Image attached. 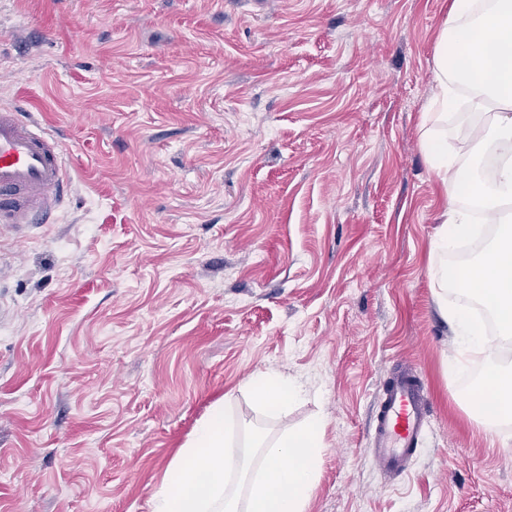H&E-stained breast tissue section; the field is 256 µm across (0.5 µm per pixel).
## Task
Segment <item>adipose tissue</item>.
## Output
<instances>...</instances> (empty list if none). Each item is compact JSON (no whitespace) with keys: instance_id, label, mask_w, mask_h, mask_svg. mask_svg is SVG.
<instances>
[{"instance_id":"adipose-tissue-1","label":"adipose tissue","mask_w":512,"mask_h":512,"mask_svg":"<svg viewBox=\"0 0 512 512\" xmlns=\"http://www.w3.org/2000/svg\"><path fill=\"white\" fill-rule=\"evenodd\" d=\"M434 72L436 93L421 123V144L445 194L436 247L447 253L479 236L485 223L500 230L476 265L454 272L446 264L436 266L433 286L441 315L454 327L464 351L455 369L466 370L467 354L485 359L480 387L467 400V409L481 418L505 421L512 418V357L501 350L502 342L512 339V219L501 206L512 202V0H452L436 46ZM471 87L478 90L477 105L494 111L491 122L474 134L470 148L475 157L499 154L490 183L474 170L461 179L453 176L457 157L448 146V115L464 106L461 91ZM463 193L478 201L482 217L457 206ZM452 280L486 299L499 320V340L486 336L475 314L448 306ZM245 389L260 406L274 411L302 393L299 385L273 370L248 377Z\"/></svg>"}]
</instances>
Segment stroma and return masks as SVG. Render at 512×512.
Instances as JSON below:
<instances>
[{"label": "stroma", "mask_w": 512, "mask_h": 512, "mask_svg": "<svg viewBox=\"0 0 512 512\" xmlns=\"http://www.w3.org/2000/svg\"><path fill=\"white\" fill-rule=\"evenodd\" d=\"M450 0H0V106L59 139L48 223L0 234V512H151L217 400L323 418L307 512H512V421L475 424L429 269L420 148ZM491 108L453 114L461 169ZM430 428L381 472L383 387ZM304 393L274 414L243 384ZM429 425L423 384L410 371H398L385 387L371 434V458L389 474L406 467ZM245 389L260 406L276 412L282 410L285 402L294 400L303 393L299 385L273 370L248 377Z\"/></svg>", "instance_id": "obj_1"}]
</instances>
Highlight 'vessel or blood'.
Wrapping results in <instances>:
<instances>
[{"label":"vessel or blood","mask_w":512,"mask_h":512,"mask_svg":"<svg viewBox=\"0 0 512 512\" xmlns=\"http://www.w3.org/2000/svg\"><path fill=\"white\" fill-rule=\"evenodd\" d=\"M66 170L54 134L12 107H0V226L18 228L51 213ZM429 425L423 384L408 370L385 387L371 434V458L390 474L402 473Z\"/></svg>","instance_id":"vessel-or-blood-1"}]
</instances>
